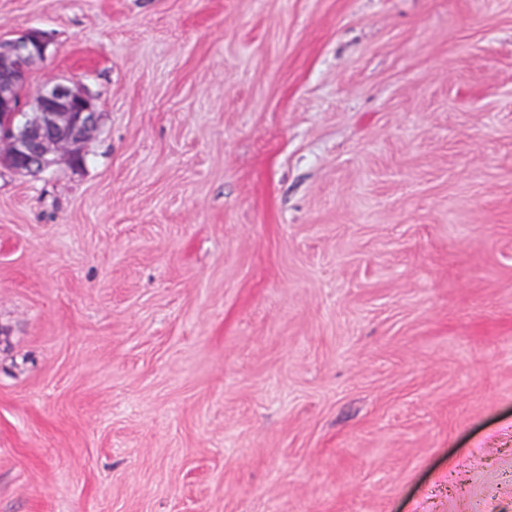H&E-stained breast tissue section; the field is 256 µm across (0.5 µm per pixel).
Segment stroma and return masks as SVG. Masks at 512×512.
<instances>
[{
	"label": "stroma",
	"mask_w": 512,
	"mask_h": 512,
	"mask_svg": "<svg viewBox=\"0 0 512 512\" xmlns=\"http://www.w3.org/2000/svg\"><path fill=\"white\" fill-rule=\"evenodd\" d=\"M98 132L0 168V512H512V0H0Z\"/></svg>",
	"instance_id": "35a3bbf8"
}]
</instances>
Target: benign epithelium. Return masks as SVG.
Segmentation results:
<instances>
[{
  "label": "benign epithelium",
  "mask_w": 512,
  "mask_h": 512,
  "mask_svg": "<svg viewBox=\"0 0 512 512\" xmlns=\"http://www.w3.org/2000/svg\"><path fill=\"white\" fill-rule=\"evenodd\" d=\"M48 51L46 37L36 28H24L11 39L0 38V113L24 114L21 121L0 131V159L19 172L46 171L61 155L79 166V145L99 126L98 97L78 78L43 84L29 104L20 98L18 84L45 61Z\"/></svg>",
  "instance_id": "1"
}]
</instances>
